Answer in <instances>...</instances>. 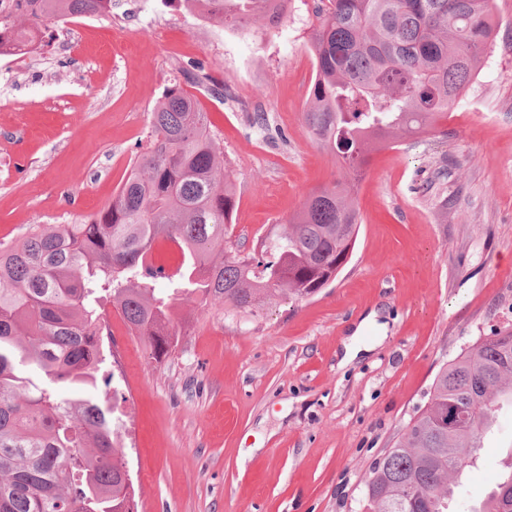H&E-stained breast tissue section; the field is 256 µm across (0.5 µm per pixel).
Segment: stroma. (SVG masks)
Returning a JSON list of instances; mask_svg holds the SVG:
<instances>
[{
	"label": "stroma",
	"mask_w": 512,
	"mask_h": 512,
	"mask_svg": "<svg viewBox=\"0 0 512 512\" xmlns=\"http://www.w3.org/2000/svg\"><path fill=\"white\" fill-rule=\"evenodd\" d=\"M494 2L496 41L447 120L371 154L356 247L330 286L255 315L181 306L185 333L160 361L106 307L134 350L117 406L135 430L139 512H358L364 476L440 367L512 331V0ZM319 6L292 0L278 26L232 39L185 0H117L111 14L56 23L50 47L0 71V242L104 208L176 68L197 63L224 82L223 100L192 93L236 193L233 250L259 253L309 192L349 177L303 119ZM258 111L269 130L254 127ZM353 335L364 351L345 365ZM511 457L505 405L454 512H472Z\"/></svg>",
	"instance_id": "stroma-1"
}]
</instances>
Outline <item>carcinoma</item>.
Segmentation results:
<instances>
[{
    "label": "carcinoma",
    "instance_id": "cac0c4a2",
    "mask_svg": "<svg viewBox=\"0 0 512 512\" xmlns=\"http://www.w3.org/2000/svg\"><path fill=\"white\" fill-rule=\"evenodd\" d=\"M0 54L23 51L57 16L95 17L112 0H0ZM218 27L258 17L259 0H209ZM305 123L358 171L375 145L448 115L496 33L493 0H322ZM224 100V82L183 67L151 112V135L112 202L84 224L0 243V512H137L109 401L100 315L108 302L160 361L184 303L256 312L311 298L350 261L361 215L349 185L312 192L267 257L226 250L235 198L207 113L179 78ZM164 278L167 287L156 283ZM512 397V331L442 365L429 399L364 480L360 512H448L498 399ZM474 512H512V461Z\"/></svg>",
    "mask_w": 512,
    "mask_h": 512
}]
</instances>
